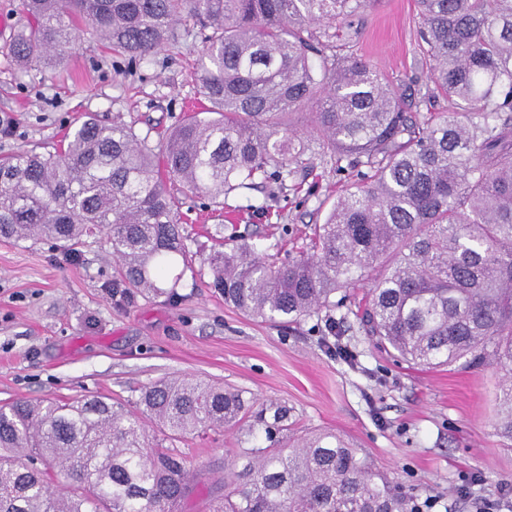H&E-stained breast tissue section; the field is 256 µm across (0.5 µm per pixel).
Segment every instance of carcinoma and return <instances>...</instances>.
Returning a JSON list of instances; mask_svg holds the SVG:
<instances>
[{
    "instance_id": "cac0c4a2",
    "label": "carcinoma",
    "mask_w": 512,
    "mask_h": 512,
    "mask_svg": "<svg viewBox=\"0 0 512 512\" xmlns=\"http://www.w3.org/2000/svg\"><path fill=\"white\" fill-rule=\"evenodd\" d=\"M375 0H23L20 65L61 57L76 31L143 60L199 26L205 115L183 116L155 152L121 121H78L53 152L0 158V238L64 257L106 235L115 286L175 295L188 266L162 176L215 201L294 177L314 143L357 180L287 263L240 244L207 258L224 303L298 322L371 281L367 335L424 368L505 371L498 434L512 442V0H415L423 60L458 110L418 116L366 62L340 54ZM81 21L84 27L77 28ZM319 56L314 62L310 54ZM200 378H162L131 406L101 398L0 406V512H179L194 493L177 444L236 430L210 512H412L403 488L331 432L284 435L286 411Z\"/></svg>"
}]
</instances>
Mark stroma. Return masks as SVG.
Returning <instances> with one entry per match:
<instances>
[{
    "mask_svg": "<svg viewBox=\"0 0 512 512\" xmlns=\"http://www.w3.org/2000/svg\"><path fill=\"white\" fill-rule=\"evenodd\" d=\"M25 22L21 0H0V156L52 150L88 114L132 124L157 147L183 113L205 104L192 21L177 24L175 41L136 65L84 36L63 59L22 69L8 48ZM349 51L397 87L407 108L454 111L421 65L414 0L367 9ZM347 182L314 147L301 156L296 179L227 194L220 211L168 183L192 257L174 299L114 289L116 263L104 236L85 239L70 260L46 242L0 240V404L132 403L144 385L178 375L228 383L286 404L298 429L336 431L413 498L435 496L447 512H473L474 499L512 486V448L497 433L501 370L427 369L376 348L357 317L362 286L348 290L343 307L297 323L246 317L209 286L203 260L214 240L248 242L268 262H286ZM332 331L343 354L322 343ZM239 446L229 431L181 444L199 482L184 512H206Z\"/></svg>",
    "mask_w": 512,
    "mask_h": 512,
    "instance_id": "1",
    "label": "stroma"
}]
</instances>
